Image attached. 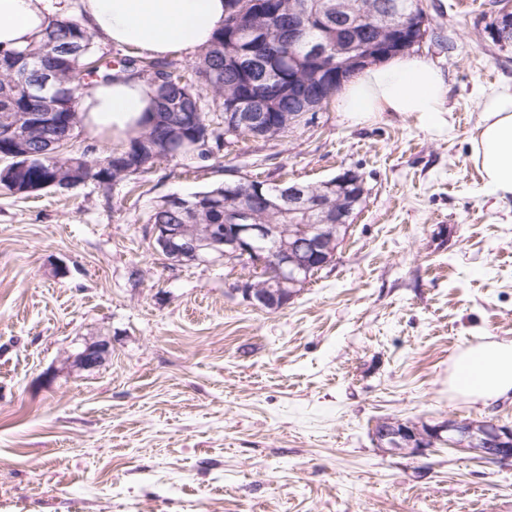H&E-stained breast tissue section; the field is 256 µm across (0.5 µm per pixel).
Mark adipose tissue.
<instances>
[{"label": "adipose tissue", "instance_id": "obj_1", "mask_svg": "<svg viewBox=\"0 0 512 512\" xmlns=\"http://www.w3.org/2000/svg\"><path fill=\"white\" fill-rule=\"evenodd\" d=\"M78 9L87 30L116 46L160 58L206 46L224 24L225 0H0V47L33 44L53 19ZM447 84L437 68L416 57H397L366 68L339 95L336 109L355 125L378 112H415L428 127L440 126ZM154 98L142 79L119 78L94 87L79 104L81 123L93 138L138 130ZM471 141V159L488 195L512 198V92L484 98ZM448 391L471 403L512 397V341L487 340L454 357Z\"/></svg>", "mask_w": 512, "mask_h": 512}]
</instances>
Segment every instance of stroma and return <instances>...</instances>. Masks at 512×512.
<instances>
[{
    "label": "stroma",
    "mask_w": 512,
    "mask_h": 512,
    "mask_svg": "<svg viewBox=\"0 0 512 512\" xmlns=\"http://www.w3.org/2000/svg\"><path fill=\"white\" fill-rule=\"evenodd\" d=\"M411 53L439 68L445 123L384 112L180 156L105 187L0 188V512H512V462L439 446L382 453L377 418L498 417L448 395L458 351L512 341V199L470 158L480 97L512 91L496 0H424ZM368 193L334 262L279 310L232 291L236 262L173 266L151 247L163 198L242 176ZM104 341L105 361L67 358Z\"/></svg>",
    "instance_id": "35a3bbf8"
}]
</instances>
